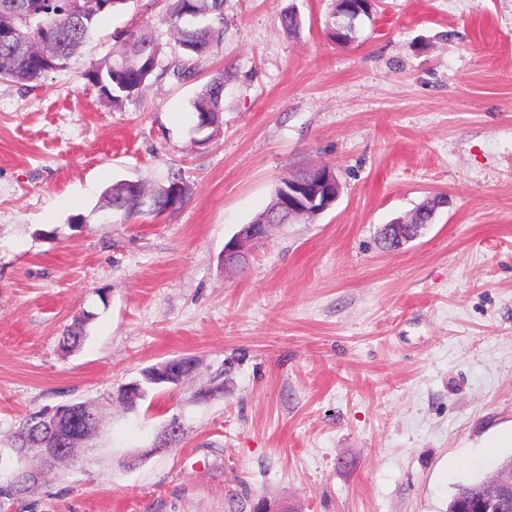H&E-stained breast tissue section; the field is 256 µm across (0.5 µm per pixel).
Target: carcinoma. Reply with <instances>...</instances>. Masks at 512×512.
Segmentation results:
<instances>
[{
    "instance_id": "carcinoma-1",
    "label": "carcinoma",
    "mask_w": 512,
    "mask_h": 512,
    "mask_svg": "<svg viewBox=\"0 0 512 512\" xmlns=\"http://www.w3.org/2000/svg\"><path fill=\"white\" fill-rule=\"evenodd\" d=\"M124 0H82L84 13L79 18L67 14L63 0H0V22L13 26L15 40L0 41V79L15 82H33L47 74L63 69L73 54L96 31L98 18ZM345 4L331 0L326 17V28L333 40L340 44L356 38L357 15L343 11ZM163 22L177 35L184 56L162 73H172L180 81L196 75L198 65L224 37V0H171L169 13ZM127 47L112 52L85 74L88 81L100 87L112 103L119 104L136 96L160 68V45L149 34L129 31L124 37ZM224 73H214L193 101L197 123L216 122L223 112ZM181 190L179 202H184L188 188L180 173L171 174L168 184L150 189L153 211L163 213L171 209L170 188ZM447 203L442 196L424 202L416 212L423 224H431L437 207ZM108 204L132 218L143 213L134 201L130 186L123 181L108 191ZM89 317L69 326L62 344L67 350L82 346ZM54 444V433L43 423L41 413L24 418L15 432L11 447L24 451L31 462L43 467L54 462L47 448ZM484 481L461 484L453 494L450 505L458 504L482 492ZM14 481L0 482V512H8L19 502Z\"/></svg>"
}]
</instances>
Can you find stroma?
<instances>
[{
	"label": "stroma",
	"instance_id": "stroma-1",
	"mask_svg": "<svg viewBox=\"0 0 512 512\" xmlns=\"http://www.w3.org/2000/svg\"><path fill=\"white\" fill-rule=\"evenodd\" d=\"M167 9L125 0L63 70L0 81V449L67 402L102 421L11 512H448L512 456V0H379L346 45L329 0H224L193 78L113 105L86 71L141 28L180 57ZM219 70L221 122L200 132L191 103ZM319 165L334 206L226 266L281 179ZM176 171V210L106 204ZM438 193L434 223L383 248ZM182 355L197 369L178 388L122 400ZM125 180L118 181L112 185L108 191V204L113 210L123 211L128 218H132L138 214H144V211L138 207L134 201L130 186ZM261 233L257 227L243 226L235 237L224 246V262L242 265L248 256V246L260 240Z\"/></svg>",
	"mask_w": 512,
	"mask_h": 512
}]
</instances>
